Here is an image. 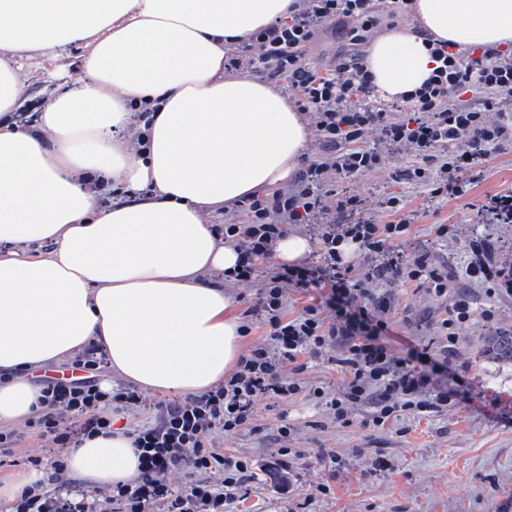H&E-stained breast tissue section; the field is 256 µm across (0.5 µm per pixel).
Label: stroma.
Listing matches in <instances>:
<instances>
[{"label":"stroma","instance_id":"obj_1","mask_svg":"<svg viewBox=\"0 0 512 512\" xmlns=\"http://www.w3.org/2000/svg\"><path fill=\"white\" fill-rule=\"evenodd\" d=\"M22 77L24 111H42L50 90L43 61H26ZM480 168L469 194L450 201H431L410 185L394 183L384 170L346 182L369 207L383 194L404 195L419 219L402 250L408 255L432 250L447 264L456 289L473 299L477 312L457 326L458 340L448 354V371L465 381L468 398L452 397L447 409L427 417L398 412L380 428L370 421V407L362 405L342 423L308 394L316 386L341 390L344 376L336 362L321 357L303 371L288 370L301 392L274 409L259 401L254 429L224 439L225 453L258 466L247 498L234 504V512H512V362L483 352L487 336L512 329V291L491 294L466 277L469 265L484 261L512 266V224L491 223L480 211L491 196L512 189V146L492 152ZM438 224L452 226L447 240H437ZM482 240L494 244L493 255L477 249ZM373 290L392 296L396 331L421 343L432 338L451 306L450 299H433L409 281ZM487 309L492 318H484ZM284 421L292 428L285 439L277 432ZM283 448L297 453L288 483L263 470ZM334 454L339 463L331 462ZM379 459L384 468H376ZM321 483L329 484L328 494L316 492Z\"/></svg>","mask_w":512,"mask_h":512}]
</instances>
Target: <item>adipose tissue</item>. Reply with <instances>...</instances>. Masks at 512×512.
I'll return each instance as SVG.
<instances>
[{
	"instance_id": "ef3b65f1",
	"label": "adipose tissue",
	"mask_w": 512,
	"mask_h": 512,
	"mask_svg": "<svg viewBox=\"0 0 512 512\" xmlns=\"http://www.w3.org/2000/svg\"><path fill=\"white\" fill-rule=\"evenodd\" d=\"M293 0H0V423L34 417V371L96 346L141 389L201 394L241 352L223 272L237 261L211 221L295 171L306 122L280 90L224 73L226 53ZM420 28L373 38L366 67L390 101L434 63L424 34L512 43V0H415ZM83 77L61 78L69 49ZM60 83L33 123L16 117L23 63ZM160 109L144 149L137 105ZM114 202L100 198L112 188ZM87 492L139 475L125 427L69 449Z\"/></svg>"
}]
</instances>
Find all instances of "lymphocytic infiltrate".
I'll return each instance as SVG.
<instances>
[{
  "label": "lymphocytic infiltrate",
  "instance_id": "obj_1",
  "mask_svg": "<svg viewBox=\"0 0 512 512\" xmlns=\"http://www.w3.org/2000/svg\"><path fill=\"white\" fill-rule=\"evenodd\" d=\"M412 4L295 0L290 16L257 30L238 45L237 57L225 58V65L285 83L321 147L319 154L303 159L287 186L239 200L215 227L220 243L238 253L229 281L262 280L243 316L264 328V341L243 355L223 382L199 395L158 403L154 419L143 424L136 421L145 406L143 394L131 386L104 391L98 378L102 359L90 350L78 356L74 365L82 372L80 380L43 383L40 408L28 425L55 452L28 456L42 476L9 512H229L252 474L248 458L224 454L220 439L252 426L259 400L284 402L300 393L285 375L287 365L333 347L340 349L338 363L346 371L343 388L309 391L330 418L345 420L353 406L366 405L372 424L381 426L400 411L426 415L447 408L454 394L444 380L448 350L456 325L474 314L472 301L452 294L447 266L429 252L406 260L396 253L414 221L403 198L380 200L388 217L380 224L361 219L362 199L337 190L336 183L378 171L389 150L398 148L408 159L393 168V181L424 188L436 199L467 195L475 150L512 145V49L453 51L447 42L425 36L436 67L400 109L389 110L377 101L361 46L367 31L384 20L396 22ZM329 25L339 26L350 49L324 72L307 61L306 51ZM490 111L497 112L496 122L487 121ZM292 226L318 239V265L274 263L277 244ZM350 249L368 263L363 278L350 275ZM399 280L414 282L437 299L452 296L450 315L436 328L435 347L400 353L389 344L386 315L393 301L372 286ZM309 288L320 291V300L289 316V291ZM115 412L133 422L129 434L138 452V478L93 494L74 489L68 448L78 439L109 433ZM175 473L184 476L177 490L170 480Z\"/></svg>",
  "mask_w": 512,
  "mask_h": 512
}]
</instances>
